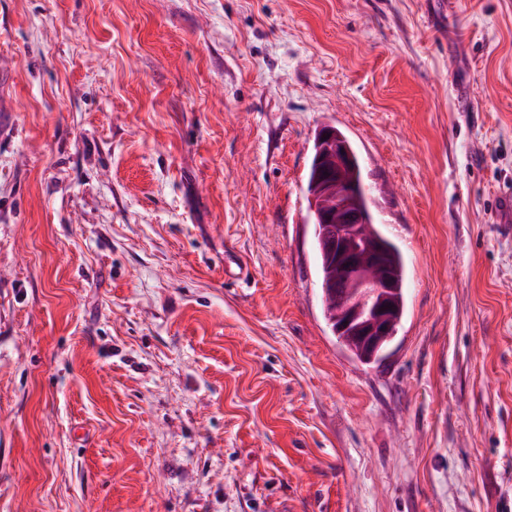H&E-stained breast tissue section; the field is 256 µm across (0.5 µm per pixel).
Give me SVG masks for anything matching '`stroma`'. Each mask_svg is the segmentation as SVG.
<instances>
[{"mask_svg":"<svg viewBox=\"0 0 512 512\" xmlns=\"http://www.w3.org/2000/svg\"><path fill=\"white\" fill-rule=\"evenodd\" d=\"M0 72V512H512V0H0ZM326 126L405 260L376 365ZM326 135H329L328 139H324ZM316 138L315 152L307 175V193H311L317 154L318 177L313 184V194L310 195L311 206L322 222L323 236L328 237L329 248L336 254V278L333 280L335 288L350 286L343 314L344 321L338 327V306L324 288L332 278L333 266L326 251V244L321 234H317V223L313 213L314 249L318 259L323 316L333 336L360 362L378 363L385 358V351L396 337L393 336L396 306L395 332L405 315V261L399 247L383 233L380 224L375 222L368 193L360 195L357 204L355 198L361 187L355 182L347 183L340 178V172L351 167L354 155L349 178L359 183L363 182L359 157L351 144L349 143L353 154L348 143L343 138L335 136L330 126L322 128ZM326 161H332V166L324 165L323 162ZM324 200L335 203V206L329 211L319 209ZM360 207L372 215L374 224H370L369 217ZM366 224H369L371 236L385 247L386 261L396 281L395 293L392 275L381 273L385 264L382 245L368 246L363 251L357 245L359 239L364 238ZM337 328L340 332L349 328V336L345 333L336 336ZM352 336H357L362 346L370 348L368 354L371 356L376 354L372 351V346L385 336H390V339L383 343L371 361L365 357L364 351Z\"/></svg>","mask_w":512,"mask_h":512,"instance_id":"stroma-1","label":"stroma"}]
</instances>
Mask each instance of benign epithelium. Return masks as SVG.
<instances>
[{"label":"benign epithelium","instance_id":"obj_1","mask_svg":"<svg viewBox=\"0 0 512 512\" xmlns=\"http://www.w3.org/2000/svg\"><path fill=\"white\" fill-rule=\"evenodd\" d=\"M316 154L318 177L310 195L311 206L322 222L329 248L336 254L334 283L338 288L350 287L339 330H349V335L370 348L393 335V278L382 273V246H358L370 219L355 202L361 187L340 178V172L351 167L353 159L348 143L331 127H324L317 134Z\"/></svg>","mask_w":512,"mask_h":512}]
</instances>
